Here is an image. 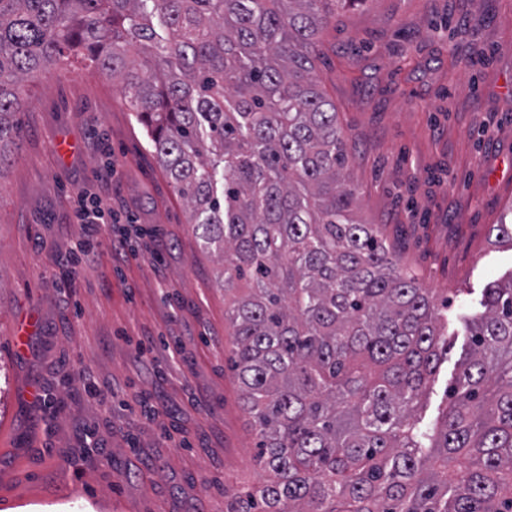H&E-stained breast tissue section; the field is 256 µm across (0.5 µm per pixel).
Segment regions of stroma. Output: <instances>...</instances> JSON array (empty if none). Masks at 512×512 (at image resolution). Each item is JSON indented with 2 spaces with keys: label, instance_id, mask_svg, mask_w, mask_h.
<instances>
[{
  "label": "stroma",
  "instance_id": "obj_1",
  "mask_svg": "<svg viewBox=\"0 0 512 512\" xmlns=\"http://www.w3.org/2000/svg\"><path fill=\"white\" fill-rule=\"evenodd\" d=\"M359 193L456 337L419 413L434 424L464 354L463 317L512 279V0H365L319 35ZM0 171V512H224L266 474L228 360L222 269L125 101L83 59L28 83ZM104 195L154 229L163 265L100 249L63 261L104 159ZM179 354H172V346Z\"/></svg>",
  "mask_w": 512,
  "mask_h": 512
}]
</instances>
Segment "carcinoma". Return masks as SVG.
Wrapping results in <instances>:
<instances>
[{
	"mask_svg": "<svg viewBox=\"0 0 512 512\" xmlns=\"http://www.w3.org/2000/svg\"><path fill=\"white\" fill-rule=\"evenodd\" d=\"M360 0H0V167L24 82L71 54L119 79L206 248L269 479L224 512H512V279L463 319L358 218L317 36Z\"/></svg>",
	"mask_w": 512,
	"mask_h": 512,
	"instance_id": "carcinoma-1",
	"label": "carcinoma"
}]
</instances>
